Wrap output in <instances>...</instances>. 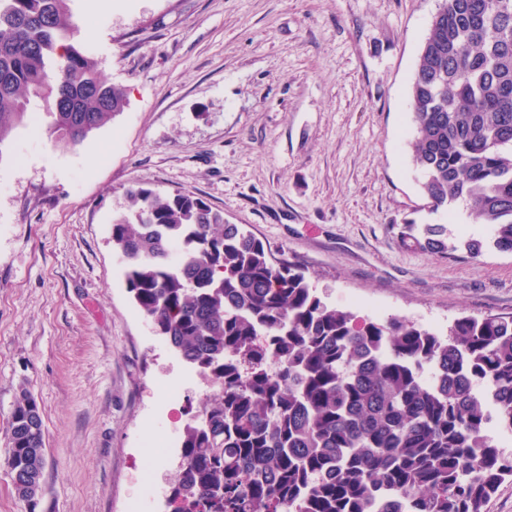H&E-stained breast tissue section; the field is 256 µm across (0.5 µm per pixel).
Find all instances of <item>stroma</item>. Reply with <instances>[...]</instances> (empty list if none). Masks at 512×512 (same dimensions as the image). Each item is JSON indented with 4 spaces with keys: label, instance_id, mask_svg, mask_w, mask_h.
Returning a JSON list of instances; mask_svg holds the SVG:
<instances>
[{
    "label": "stroma",
    "instance_id": "obj_1",
    "mask_svg": "<svg viewBox=\"0 0 512 512\" xmlns=\"http://www.w3.org/2000/svg\"><path fill=\"white\" fill-rule=\"evenodd\" d=\"M70 0L74 44L125 108L78 148L45 125L0 145V512H127L145 474L166 512L180 446L212 394L131 299L111 242L126 190L189 191L299 265L325 302L443 329L512 313V255L406 248L430 222L411 77L441 0ZM28 389L45 428L36 508L7 468ZM180 389V401L169 397Z\"/></svg>",
    "mask_w": 512,
    "mask_h": 512
}]
</instances>
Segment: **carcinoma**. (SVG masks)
Returning a JSON list of instances; mask_svg holds the SVG:
<instances>
[{"instance_id":"carcinoma-1","label":"carcinoma","mask_w":512,"mask_h":512,"mask_svg":"<svg viewBox=\"0 0 512 512\" xmlns=\"http://www.w3.org/2000/svg\"><path fill=\"white\" fill-rule=\"evenodd\" d=\"M69 0H0V145L50 103L76 148L127 104L70 42ZM413 161L433 224L409 249L446 255L460 202L486 224L472 258L512 255V0H442L411 80ZM112 244L128 292L169 346L224 390L189 425L169 512H482L512 477L490 428L512 429V314L445 330L327 304L294 263L192 192L127 189ZM177 261L171 260L172 252ZM15 494L37 504L44 423L20 390L8 426Z\"/></svg>"}]
</instances>
